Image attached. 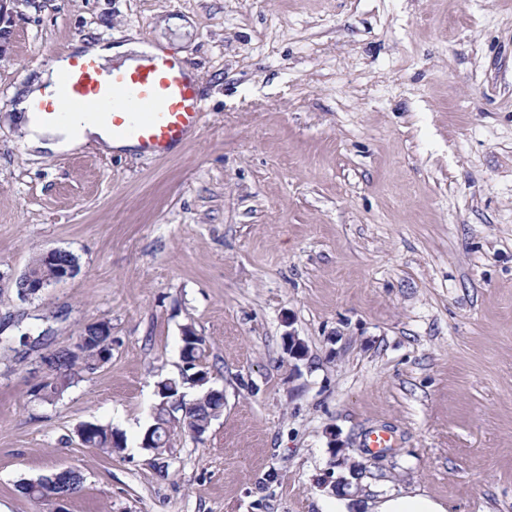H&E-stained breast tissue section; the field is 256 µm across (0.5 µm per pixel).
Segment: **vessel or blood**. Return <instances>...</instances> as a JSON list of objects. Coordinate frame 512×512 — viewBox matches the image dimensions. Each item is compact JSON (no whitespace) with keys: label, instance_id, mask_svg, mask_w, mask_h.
Here are the masks:
<instances>
[{"label":"vessel or blood","instance_id":"obj_1","mask_svg":"<svg viewBox=\"0 0 512 512\" xmlns=\"http://www.w3.org/2000/svg\"><path fill=\"white\" fill-rule=\"evenodd\" d=\"M204 112L195 75L169 53L125 71L103 70L89 54L71 59L48 99L35 108L40 122L92 123L157 159L188 145L203 125Z\"/></svg>","mask_w":512,"mask_h":512}]
</instances>
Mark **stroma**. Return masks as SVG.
I'll return each instance as SVG.
<instances>
[{"mask_svg":"<svg viewBox=\"0 0 512 512\" xmlns=\"http://www.w3.org/2000/svg\"><path fill=\"white\" fill-rule=\"evenodd\" d=\"M8 29L0 512H324L334 439L362 466L355 504L512 512V0H37ZM107 39L182 55L200 132L163 160L27 157L12 90ZM56 248L79 272L20 300ZM102 320L109 361L40 400L21 336L47 351ZM188 326L224 410L143 448ZM86 422L125 450L84 446ZM66 467L84 483L64 503L18 489ZM368 512H446L445 507L422 493H402L388 497L375 505L367 503Z\"/></svg>","mask_w":512,"mask_h":512,"instance_id":"1","label":"stroma"}]
</instances>
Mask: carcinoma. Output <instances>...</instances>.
I'll use <instances>...</instances> for the list:
<instances>
[{
	"instance_id": "obj_1",
	"label": "carcinoma",
	"mask_w": 512,
	"mask_h": 512,
	"mask_svg": "<svg viewBox=\"0 0 512 512\" xmlns=\"http://www.w3.org/2000/svg\"><path fill=\"white\" fill-rule=\"evenodd\" d=\"M85 340L83 355L74 357L69 348L64 346L56 354V367L53 368L48 379L39 385V393L43 400L53 402L75 383L82 379L86 372L93 371V365L103 355L112 354V331L99 333L89 326L80 334ZM204 355V350L189 352L183 357L186 367L182 370L178 379L168 384L165 381L157 383V396L160 403L156 408L153 423L145 430L142 441L153 443V449L160 450L167 447L174 433L172 418L166 405L177 401L182 394L184 386L200 379L201 372L195 370V361ZM224 409V397L221 394L209 396L205 399L199 397L194 400L189 414L182 420V427L190 432L209 428L211 421ZM81 442L89 448H101L109 453L120 452L126 448V439L110 426L97 423L89 424V429L78 431ZM83 483L82 474L75 468H70L65 473L55 472L49 476L37 480H25L20 482V488L32 499L42 500L47 496L48 489L59 492H77Z\"/></svg>"
}]
</instances>
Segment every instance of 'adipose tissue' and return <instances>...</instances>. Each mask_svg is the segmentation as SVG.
<instances>
[{
	"label": "adipose tissue",
	"mask_w": 512,
	"mask_h": 512,
	"mask_svg": "<svg viewBox=\"0 0 512 512\" xmlns=\"http://www.w3.org/2000/svg\"><path fill=\"white\" fill-rule=\"evenodd\" d=\"M65 65V60L61 59L48 67L33 71L28 82L12 92L16 120L24 134L22 146L30 154L74 153L100 134L99 129L91 126L84 128L83 132L76 136L63 127H47L33 122L30 114L31 105L46 99L59 71Z\"/></svg>",
	"instance_id": "adipose-tissue-1"
}]
</instances>
